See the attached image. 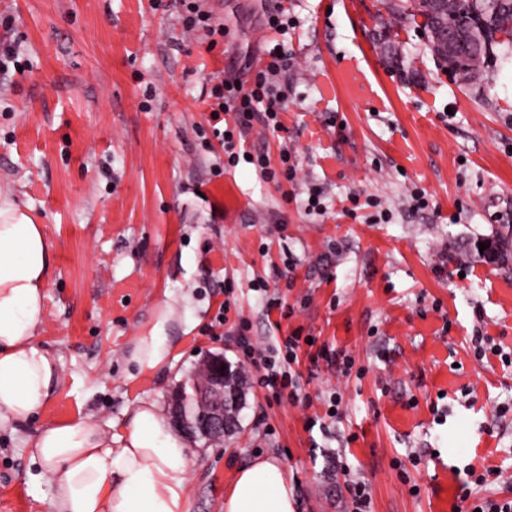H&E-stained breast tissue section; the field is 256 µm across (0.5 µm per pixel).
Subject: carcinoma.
Returning a JSON list of instances; mask_svg holds the SVG:
<instances>
[{
  "instance_id": "cac0c4a2",
  "label": "carcinoma",
  "mask_w": 512,
  "mask_h": 512,
  "mask_svg": "<svg viewBox=\"0 0 512 512\" xmlns=\"http://www.w3.org/2000/svg\"><path fill=\"white\" fill-rule=\"evenodd\" d=\"M391 20L401 29L417 28L438 65L472 86H483L504 63L512 62V0H387ZM470 19L472 50L450 58L434 41L436 28Z\"/></svg>"
}]
</instances>
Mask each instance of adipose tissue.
<instances>
[{"mask_svg":"<svg viewBox=\"0 0 512 512\" xmlns=\"http://www.w3.org/2000/svg\"><path fill=\"white\" fill-rule=\"evenodd\" d=\"M52 246L40 225L0 201V425L28 421L58 381L37 340ZM55 489V512H190L185 442L161 407L140 403L122 433L90 418L49 425L31 450ZM224 512H296L295 489L276 459L241 467Z\"/></svg>","mask_w":512,"mask_h":512,"instance_id":"1","label":"adipose tissue"}]
</instances>
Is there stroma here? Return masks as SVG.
Instances as JSON below:
<instances>
[{
  "label": "stroma",
  "instance_id": "35a3bbf8",
  "mask_svg": "<svg viewBox=\"0 0 512 512\" xmlns=\"http://www.w3.org/2000/svg\"><path fill=\"white\" fill-rule=\"evenodd\" d=\"M153 2L0 0V44L22 64L0 74V195L54 245L37 336L60 373L37 415L0 427V512H51L29 453L43 427L89 416L120 432L217 354L251 385L234 432L187 441L191 512H224L237 469L262 456L287 469L297 512H345L344 460L370 483L373 512L512 498V66L465 84L421 32L391 33L382 0H203L218 40ZM280 7L294 23L284 129L254 127L244 148L274 169L290 151L299 178L279 185L243 162L215 175L210 80L252 77ZM390 35L394 64L378 49ZM313 188L324 215L305 210ZM417 190L427 208H413ZM487 240L508 263L481 257ZM270 297L283 312H266ZM243 320L261 345L298 330L355 370L304 359L302 401L269 396L238 347ZM159 322L168 359L139 373L131 353ZM479 332L503 356L477 359ZM333 392L341 422L308 429ZM410 456L420 465L399 471ZM469 464L502 477L475 485Z\"/></svg>",
  "mask_w": 512,
  "mask_h": 512
}]
</instances>
